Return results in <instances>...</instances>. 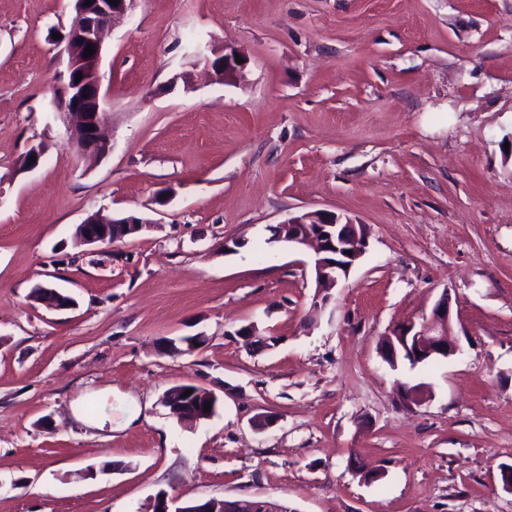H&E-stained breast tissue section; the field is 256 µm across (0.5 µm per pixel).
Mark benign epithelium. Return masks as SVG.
Wrapping results in <instances>:
<instances>
[{
    "label": "benign epithelium",
    "instance_id": "obj_1",
    "mask_svg": "<svg viewBox=\"0 0 512 512\" xmlns=\"http://www.w3.org/2000/svg\"><path fill=\"white\" fill-rule=\"evenodd\" d=\"M132 0H119L113 5L108 0H74V16L62 38L66 55L65 70L60 74V84L54 93L56 113L69 118L70 146L80 156L106 157L112 144L103 134L107 113L102 108L103 96L99 78V64L103 50V36L113 23L123 17ZM94 47V55L84 56L88 46ZM237 52L232 50L215 60L203 51H198V60L210 66L215 76L226 81L243 77L246 64L237 63ZM82 74L76 80V74ZM145 221L134 215L105 219L96 215L87 217L76 226L74 238L78 245H94L112 242L110 227L124 225L139 232ZM273 241L286 242L299 248L311 246L315 251L312 269L317 287L333 288L349 277L355 263L366 248L367 230L345 214L328 211L303 212L288 216L273 228ZM46 305L54 310H66L74 303H62L63 294L53 288L38 285ZM454 317L451 297L444 293L434 305L430 315L419 322L400 326L385 337L388 345L381 350L386 362L395 367L404 356L414 360L431 356L449 358L459 351L452 339ZM196 405L183 406L182 413L194 420H207L216 409L213 397L192 389ZM210 404V411L204 405ZM152 512H297L286 505H277L261 497L246 500L209 498L180 505L178 498L160 491L154 497Z\"/></svg>",
    "mask_w": 512,
    "mask_h": 512
}]
</instances>
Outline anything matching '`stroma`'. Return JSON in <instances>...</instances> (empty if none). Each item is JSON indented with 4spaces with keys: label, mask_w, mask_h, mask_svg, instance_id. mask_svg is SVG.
Returning <instances> with one entry per match:
<instances>
[{
    "label": "stroma",
    "mask_w": 512,
    "mask_h": 512,
    "mask_svg": "<svg viewBox=\"0 0 512 512\" xmlns=\"http://www.w3.org/2000/svg\"><path fill=\"white\" fill-rule=\"evenodd\" d=\"M73 14L0 0V512H150L161 491L512 512V0H132L104 41L97 162L47 109ZM198 46L239 51L243 78L216 81ZM315 210L368 232L321 307L312 250L270 239ZM98 212L148 224L76 246ZM446 292L459 353L391 367L382 337ZM182 383L213 417L169 416ZM103 391L100 431L72 405ZM179 391H182V390H175V389L169 390L163 396L162 403L168 409L169 415L171 417L177 419V415L179 413H184V414H189V415H187L185 417H182L179 420H183V419H186V418H192L195 421H197V420H207L215 412L216 401L214 400L213 397H211L212 395H209V396L204 395L197 388H192V393L191 394H193V397L195 398L196 407H194V406H187V405H184L182 403H179V404L183 405V410L181 412L170 413V407L168 406V403H170L171 400H174L173 399V393L179 392ZM175 403H178V402L175 401ZM205 403H210V411L209 412H204V405H205Z\"/></svg>",
    "instance_id": "obj_1"
}]
</instances>
